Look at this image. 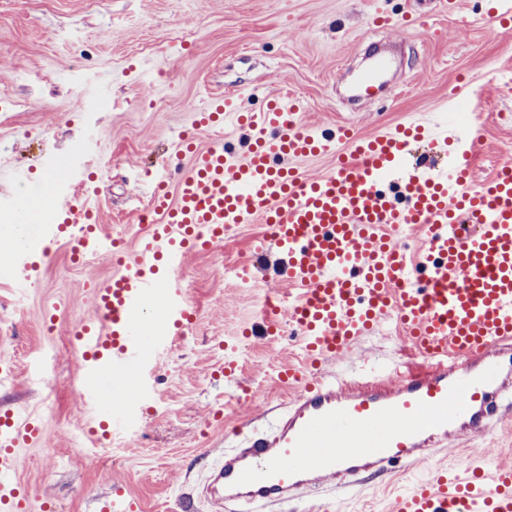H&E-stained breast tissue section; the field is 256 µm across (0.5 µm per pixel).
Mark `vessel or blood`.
<instances>
[{"mask_svg": "<svg viewBox=\"0 0 512 512\" xmlns=\"http://www.w3.org/2000/svg\"><path fill=\"white\" fill-rule=\"evenodd\" d=\"M393 64L369 54L349 99L376 97ZM247 96L241 90L219 98L213 111L197 113L195 125L248 128V150L236 155L220 141L190 149L177 141L176 150L191 155L190 168L157 175L139 257L96 282L91 315L71 326L80 404L89 413L82 434L107 447L114 431L140 422L150 346L183 335L193 319L177 279L188 256L221 247L234 225L265 224V242L282 257L289 312L280 323L279 305L266 302L265 333L272 341L285 329L299 337L303 363L280 374L299 390L283 414L262 409L266 427L235 430L234 447L199 475L194 512H275L314 489L353 487L388 467L425 460L437 444L489 432L506 412L503 396L512 395V164L476 185V125L452 135L417 122L362 135L347 119L330 138L301 124L302 100L275 96L255 112L245 107ZM324 154L336 157L329 175L306 178L292 166ZM74 174V165L53 166L48 191L63 203L37 224V235L50 244L69 238L77 252L108 250L110 238L91 227L96 190L69 193ZM20 184L12 169H0V209H19ZM410 225L421 234L412 252L395 241ZM39 269L36 254L15 248L19 283ZM386 319L407 333L417 364L349 380L327 372ZM120 366L135 374L119 411L104 421L98 380ZM42 442L35 418L0 416V512H30L14 475L21 449ZM98 512L141 506L117 484ZM392 512H512V467L438 471L395 496Z\"/></svg>", "mask_w": 512, "mask_h": 512, "instance_id": "vessel-or-blood-1", "label": "vessel or blood"}]
</instances>
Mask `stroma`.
<instances>
[{
  "label": "stroma",
  "mask_w": 512,
  "mask_h": 512,
  "mask_svg": "<svg viewBox=\"0 0 512 512\" xmlns=\"http://www.w3.org/2000/svg\"><path fill=\"white\" fill-rule=\"evenodd\" d=\"M443 0H0V166L26 175L32 206L50 212L55 202L41 187L47 162L72 159L97 176L100 221L137 255L145 232L131 198L165 165L186 167L176 154L179 134L191 131L193 113L215 93L266 96L292 92L305 104L303 124L336 127L351 112L340 89L360 48L361 35L402 38L403 71L356 123L372 134L412 121L447 123L452 108L470 104L483 123L474 162L482 182L512 158V33L486 15V0H465L461 17ZM399 19L414 13V27L367 31L375 12ZM468 31L458 36V20ZM155 89L144 96L141 82ZM83 100L75 110V100ZM265 228L235 227L221 253L191 255L181 275L195 320L169 350L157 352L145 373L150 406L136 432L121 437V455L87 449L81 435L82 377L70 325L92 311L90 290L111 275L106 257L70 259L67 243H37L40 279L12 285L0 272V355L18 373L0 387V411L39 419L46 443L23 450L16 480L32 504L48 499L56 512H96L122 484L143 512H182L194 473L231 447L232 429L257 410L252 393L279 405L290 396L279 373L303 354L295 341L263 335L267 299L288 290L279 256L255 258ZM248 264L251 285L233 271ZM238 357L235 376L220 374L226 351ZM412 354L395 321L354 343L330 363L349 378L380 366L395 367ZM512 465V419L488 436L439 449L428 461L395 465L345 495L321 489L281 512H388L397 491L447 466L462 472L477 462Z\"/></svg>",
  "instance_id": "obj_1"
}]
</instances>
